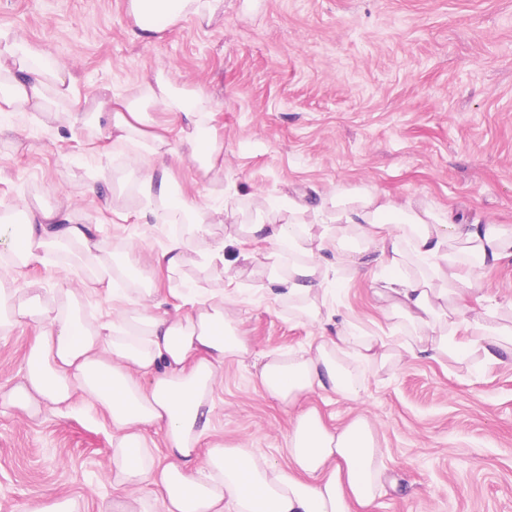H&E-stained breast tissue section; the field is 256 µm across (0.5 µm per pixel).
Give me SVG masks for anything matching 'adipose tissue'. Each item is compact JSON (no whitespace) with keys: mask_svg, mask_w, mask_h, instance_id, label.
<instances>
[{"mask_svg":"<svg viewBox=\"0 0 512 512\" xmlns=\"http://www.w3.org/2000/svg\"><path fill=\"white\" fill-rule=\"evenodd\" d=\"M223 0H127L140 34L155 37L191 19L210 23ZM74 96L71 74L54 57L0 27V119L44 116L70 129L92 124L98 139L130 156L145 199L144 220L187 224L191 238L170 237L157 256L167 271L196 256L203 267L232 272L239 263L262 269L268 293L287 299L319 333L296 352L256 353L229 314L231 291L214 297L186 292L194 315L157 312L155 290L142 275L135 246L120 256L96 244L88 225L67 210L41 205L7 209L13 226L9 262L0 267V335L31 324L37 335L22 379L0 391V408L33 417L45 405L71 406L75 394L103 410L112 427L110 481L117 497L98 512H150L144 488L156 487L160 512H352L371 506L381 487V450L367 418L328 427L313 408L298 403L315 391L358 399L362 381L353 362L395 365L403 355L424 354L459 363L481 355L484 363L512 365V324L495 305L469 316L465 297L482 272L512 257V230L493 219L469 222L430 204L381 197L363 189L320 194L316 205L266 199L252 214L243 206L213 205L178 192L173 164L191 161L213 189L224 184V139L213 126V106L202 94L177 88L162 72L144 77L127 95L99 96L90 115L66 110ZM172 117L156 125L153 113ZM231 224L238 247L211 227ZM262 250L248 249L249 241ZM54 254L78 261L86 287L63 288L46 300L38 284L10 288L15 269ZM378 280V295L408 342H390L355 319L337 318L326 303L341 275ZM119 275L128 288L112 295V317L85 315L88 284ZM254 362L264 391L296 408L283 468L250 448L201 449L211 429L213 398L225 360ZM161 429L157 446L149 429Z\"/></svg>","mask_w":512,"mask_h":512,"instance_id":"ef3b65f1","label":"adipose tissue"}]
</instances>
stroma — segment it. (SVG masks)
Here are the masks:
<instances>
[{
  "instance_id": "obj_1",
  "label": "stroma",
  "mask_w": 512,
  "mask_h": 512,
  "mask_svg": "<svg viewBox=\"0 0 512 512\" xmlns=\"http://www.w3.org/2000/svg\"><path fill=\"white\" fill-rule=\"evenodd\" d=\"M127 0H0V27L53 55L76 78L74 111L100 93H127L142 76L167 73L215 106L224 138V190L247 203L270 194L310 202L326 190L368 188L427 202L466 220L512 227V0H224L208 26L188 20L147 38ZM100 193L86 194L87 185ZM123 190L120 205L111 193ZM67 207L99 243H139L140 269L155 278L164 309L193 312L186 284L214 293L225 276L186 264L169 275L156 257L170 233L144 223L132 170L91 128L57 136L24 121L0 135V205ZM12 285L47 295L82 285L54 258L14 271ZM234 317L254 350H300L316 336L288 302L261 289L245 267ZM371 281H345L340 313L367 330L390 322ZM512 298V257L489 269L468 300ZM32 327L0 338V389L19 381ZM359 400L305 397L331 426L373 424L386 475L368 512H512V367L403 356L362 374ZM293 411L262 389L252 364L228 361L202 448L244 444L287 465ZM112 430L83 404L44 407L38 418L0 412V512L72 497L98 512L115 496L107 479Z\"/></svg>"
}]
</instances>
